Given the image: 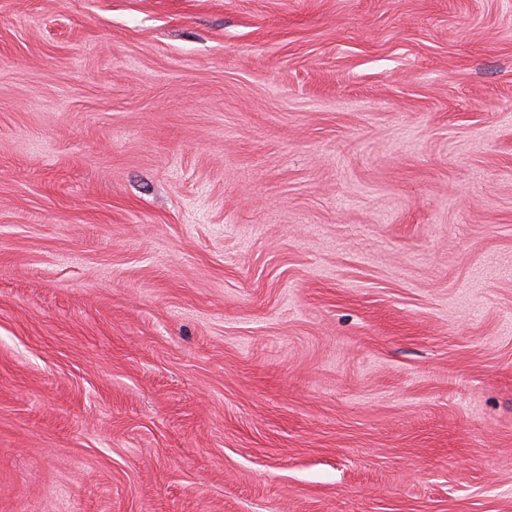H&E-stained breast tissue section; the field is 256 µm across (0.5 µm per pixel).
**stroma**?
<instances>
[{
    "mask_svg": "<svg viewBox=\"0 0 512 512\" xmlns=\"http://www.w3.org/2000/svg\"><path fill=\"white\" fill-rule=\"evenodd\" d=\"M0 512H512V0H0Z\"/></svg>",
    "mask_w": 512,
    "mask_h": 512,
    "instance_id": "35a3bbf8",
    "label": "stroma"
}]
</instances>
